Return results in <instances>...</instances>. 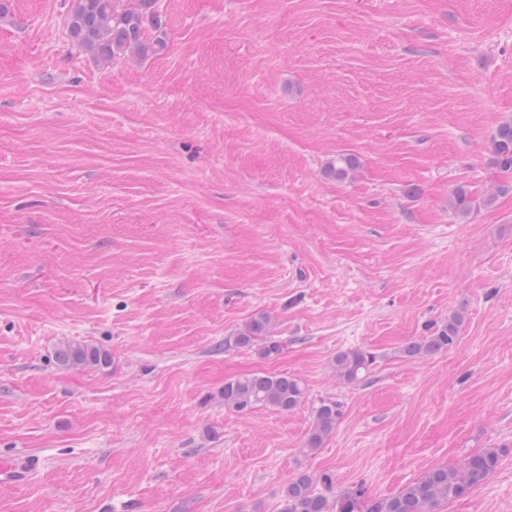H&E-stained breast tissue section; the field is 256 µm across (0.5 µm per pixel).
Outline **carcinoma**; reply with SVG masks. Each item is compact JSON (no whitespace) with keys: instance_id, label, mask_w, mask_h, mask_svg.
Wrapping results in <instances>:
<instances>
[{"instance_id":"carcinoma-1","label":"carcinoma","mask_w":512,"mask_h":512,"mask_svg":"<svg viewBox=\"0 0 512 512\" xmlns=\"http://www.w3.org/2000/svg\"><path fill=\"white\" fill-rule=\"evenodd\" d=\"M71 41L98 63L108 64L120 56L150 58L166 49L165 27L157 0H135L127 6L123 0H74L67 18ZM491 169L497 175H512V119L503 121L492 138ZM359 160L353 154L336 156L325 169L327 177L338 182L354 178ZM497 191L477 199L463 187L458 188L450 206L458 214H466L477 204L492 205ZM463 318L459 314L437 325L430 335L402 347L406 357L426 356L454 346L460 335ZM271 317L265 313L253 316L235 336V344H265V351L281 352L285 344L274 341L269 333ZM57 363L64 368H107L111 365L108 351L87 342H66L56 352ZM376 357L360 348L336 355L333 369L336 378L346 384L360 382L369 372ZM224 408L247 415L258 407L288 413L307 399L305 384L298 378L278 373H250L224 382ZM339 418L334 402H320L312 409V421L303 448L312 455L333 433ZM500 452L485 448L464 459L458 466L435 467L419 479L405 485L387 498H371L361 489L345 492L331 499L312 490V477L302 473L286 488L282 512H438L441 505L464 499L497 469Z\"/></svg>"}]
</instances>
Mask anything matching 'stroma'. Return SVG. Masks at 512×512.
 <instances>
[{"label":"stroma","instance_id":"stroma-1","mask_svg":"<svg viewBox=\"0 0 512 512\" xmlns=\"http://www.w3.org/2000/svg\"><path fill=\"white\" fill-rule=\"evenodd\" d=\"M0 1V459H39L0 512H281L301 473L383 498L485 448L439 512H512V187L449 205L497 181L512 0H158L164 53L105 68L73 0ZM454 312L455 347L401 355ZM259 313L284 352L235 345ZM68 340L111 366L60 367ZM259 371L306 402L225 409ZM358 168L359 160L355 155L341 154L326 167L325 174L336 182H347L354 178ZM506 188H508L507 185H499L496 192H491L480 199H476L468 192V190L460 187L455 191L453 198L450 201V206L457 214L464 215L467 214L477 203L479 205L483 204L484 206L492 205L496 201L497 193L506 191ZM376 357L360 348L340 352L333 361L336 378L346 384L360 382L369 372ZM339 407L334 402H320L312 409V421L303 448L312 455L321 448L333 433L339 418Z\"/></svg>","mask_w":512,"mask_h":512}]
</instances>
